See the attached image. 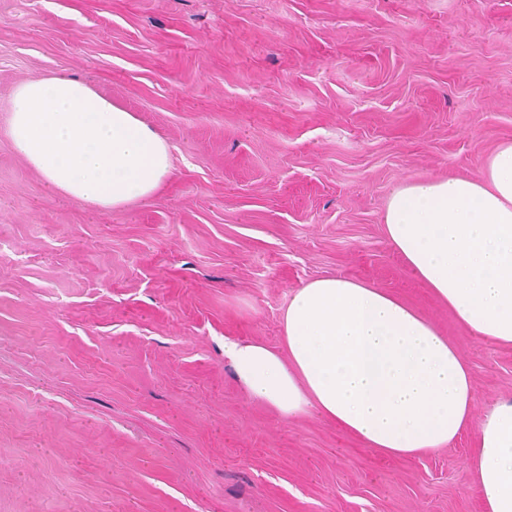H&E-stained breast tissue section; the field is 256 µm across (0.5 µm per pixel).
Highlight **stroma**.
<instances>
[{
  "mask_svg": "<svg viewBox=\"0 0 512 512\" xmlns=\"http://www.w3.org/2000/svg\"><path fill=\"white\" fill-rule=\"evenodd\" d=\"M66 74L174 173L95 214L14 153V88ZM512 141V0H0V512H481L470 433L413 459L251 401L224 339L281 343L336 275L416 307L512 399L388 243L391 193Z\"/></svg>",
  "mask_w": 512,
  "mask_h": 512,
  "instance_id": "obj_1",
  "label": "stroma"
}]
</instances>
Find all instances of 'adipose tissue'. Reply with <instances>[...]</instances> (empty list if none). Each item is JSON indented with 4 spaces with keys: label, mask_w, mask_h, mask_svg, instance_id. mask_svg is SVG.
<instances>
[{
    "label": "adipose tissue",
    "mask_w": 512,
    "mask_h": 512,
    "mask_svg": "<svg viewBox=\"0 0 512 512\" xmlns=\"http://www.w3.org/2000/svg\"><path fill=\"white\" fill-rule=\"evenodd\" d=\"M14 151L45 188L97 212L149 199L172 173L167 140L66 75L13 94ZM384 232L458 323L512 346V142L479 177H428L390 195ZM280 348L224 341L251 400L285 417L318 414L368 448L412 458L472 433L468 465L483 512H512V400L475 416L471 370L417 310L373 284L320 277L293 291Z\"/></svg>",
    "instance_id": "1"
}]
</instances>
